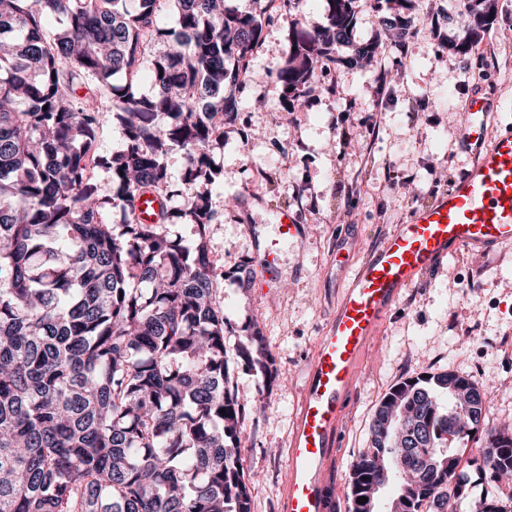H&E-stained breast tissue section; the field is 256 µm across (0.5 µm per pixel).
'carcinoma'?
<instances>
[{"label": "carcinoma", "instance_id": "obj_1", "mask_svg": "<svg viewBox=\"0 0 512 512\" xmlns=\"http://www.w3.org/2000/svg\"><path fill=\"white\" fill-rule=\"evenodd\" d=\"M0 0V512H251L241 448L247 412L260 414L277 378L261 326L224 317L211 260L216 211L210 149L241 110L236 90L266 26L303 0L241 10L217 0ZM322 19L289 29L277 71L285 109L323 77L325 61L361 66L378 39L358 40L360 0H321ZM398 42L417 32L416 0H379ZM496 0H467L466 24L446 39L465 56ZM52 15L65 25L49 31ZM157 37L155 92L139 95L140 61ZM121 75L122 85L112 84ZM85 93L78 94V87ZM110 102L123 149L96 155L99 114ZM183 151L184 174L165 162ZM112 172L103 194L91 165ZM161 201L143 222L135 197ZM118 224L100 219L104 205ZM192 224L183 243L174 220ZM258 381L247 404L234 388L228 348ZM489 389L473 377L426 373L392 387L371 423V446L351 462L349 512H456L471 477L449 439L482 435L479 479L512 476V433L485 425ZM478 399L476 417L455 415ZM365 496L373 508L357 503ZM477 512H512L483 496Z\"/></svg>", "mask_w": 512, "mask_h": 512}]
</instances>
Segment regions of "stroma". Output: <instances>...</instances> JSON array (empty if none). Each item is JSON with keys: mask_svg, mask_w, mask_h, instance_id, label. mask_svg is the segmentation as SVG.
Listing matches in <instances>:
<instances>
[{"mask_svg": "<svg viewBox=\"0 0 512 512\" xmlns=\"http://www.w3.org/2000/svg\"><path fill=\"white\" fill-rule=\"evenodd\" d=\"M319 10L318 0H305L302 11L265 29L251 60L264 79L243 86V110L211 152L217 264L233 271L250 260L253 227L270 229L281 210L296 213L304 227L285 252V287L263 295L255 282L229 279L218 289L227 318L241 327L261 324L281 378L263 415L246 424L243 465L258 476L251 512H278L308 366L342 284L413 206L444 194L470 167L471 151L460 139L470 94L489 98L493 125L512 120L501 108L512 103V7L497 6L483 49L463 59L442 46L458 28L448 0H418L424 32L363 69L327 64L303 108L285 111L276 72L288 54V30L318 20ZM231 195L240 203L228 210ZM340 248L348 253L343 265L336 262ZM467 281L473 289L461 291ZM448 370L486 382L490 422L512 427V248L458 253L402 292L361 360L338 427L329 473L339 492L335 512H348L349 464L369 445L381 398L405 379Z\"/></svg>", "mask_w": 512, "mask_h": 512, "instance_id": "obj_1", "label": "stroma"}]
</instances>
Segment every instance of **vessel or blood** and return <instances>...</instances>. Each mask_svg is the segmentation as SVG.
<instances>
[{
    "mask_svg": "<svg viewBox=\"0 0 512 512\" xmlns=\"http://www.w3.org/2000/svg\"><path fill=\"white\" fill-rule=\"evenodd\" d=\"M464 110L471 116L461 131L465 145L474 150L470 168L446 194L417 203L340 291L299 403L280 512H333L337 493L326 470L338 424L359 376L361 357L401 292L419 285L425 274L458 251L512 247V130L490 132L491 108L481 94L471 95ZM272 230L270 239L255 234L252 254L266 292L284 278L283 246L302 235L301 224L287 210L279 212Z\"/></svg>",
    "mask_w": 512,
    "mask_h": 512,
    "instance_id": "vessel-or-blood-1",
    "label": "vessel or blood"
}]
</instances>
